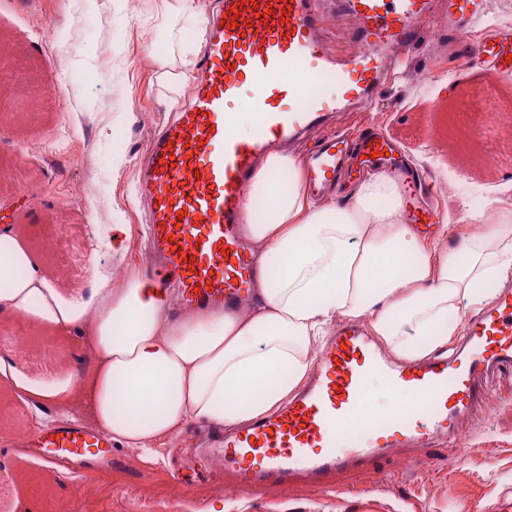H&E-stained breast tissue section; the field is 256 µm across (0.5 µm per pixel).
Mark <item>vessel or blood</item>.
Returning a JSON list of instances; mask_svg holds the SVG:
<instances>
[{"instance_id":"vessel-or-blood-1","label":"vessel or blood","mask_w":512,"mask_h":512,"mask_svg":"<svg viewBox=\"0 0 512 512\" xmlns=\"http://www.w3.org/2000/svg\"><path fill=\"white\" fill-rule=\"evenodd\" d=\"M352 21L355 53L336 57L325 45L324 0H219L199 34L203 53L185 105L154 135L136 174L135 191L149 208V258L155 284L175 286L184 310L221 306L247 310L254 278L243 232L255 171L277 148L304 147L332 113L368 107L400 59L431 33L448 43L477 19L482 0H336ZM285 18H278V11ZM496 74H511L512 37L479 45ZM312 70L324 89L296 80ZM246 103L255 115L247 134L236 132L229 109ZM390 144L374 134L336 131L310 148L307 187L326 193L364 155L382 174L411 189L412 171L392 164ZM512 370V290L472 317L453 356L389 361L362 324L342 323L323 345L303 389L280 410L225 433L223 468L240 491L287 487L301 479L320 484L331 471L423 445L453 432L486 409L485 377ZM385 380L406 406L367 413L364 381ZM46 462H84L112 453L103 433L62 422L24 438Z\"/></svg>"}]
</instances>
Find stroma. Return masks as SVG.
Listing matches in <instances>:
<instances>
[{"label":"stroma","instance_id":"1","mask_svg":"<svg viewBox=\"0 0 512 512\" xmlns=\"http://www.w3.org/2000/svg\"><path fill=\"white\" fill-rule=\"evenodd\" d=\"M158 0H0V222L12 225L61 300L85 292L94 276L152 277L134 173L154 130L181 105L206 0L180 17ZM512 33V0H486L465 43ZM512 109V75L488 79L449 57L440 39L364 112H342L350 137L380 130L396 140L431 188L441 216L461 213V181L486 200L512 202V131L481 136L484 111ZM93 181L94 193L73 189ZM127 224L122 248L99 251L94 231ZM16 352L15 373H0V512H499L512 495V378L489 386L493 414L475 412L455 441L435 439L368 469L328 475L322 487L295 484L250 496L219 477L207 427L187 425L153 463L114 445L68 475L21 448L26 435L58 422L53 403L34 405L14 385L23 375L55 387L86 372L92 355L79 325L58 330L34 316L0 319V355Z\"/></svg>","mask_w":512,"mask_h":512}]
</instances>
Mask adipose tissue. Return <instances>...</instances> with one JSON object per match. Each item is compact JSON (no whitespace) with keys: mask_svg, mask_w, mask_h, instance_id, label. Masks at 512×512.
<instances>
[{"mask_svg":"<svg viewBox=\"0 0 512 512\" xmlns=\"http://www.w3.org/2000/svg\"><path fill=\"white\" fill-rule=\"evenodd\" d=\"M265 196L264 220L247 232L260 249L254 301L244 312L169 314L147 278L122 287L95 279L75 302L60 303L10 228L0 229V317L38 305L64 329L85 314L94 354L77 384L25 386L30 402L52 400L60 414L83 403L116 443L163 461L160 447L191 423L233 427L269 413L305 379L331 320H362L400 357L442 351L465 309L487 303L512 281V203L489 202L464 231L417 235L401 207V187L373 174L342 201L307 192L297 156L272 155L252 183Z\"/></svg>","mask_w":512,"mask_h":512,"instance_id":"adipose-tissue-1","label":"adipose tissue"}]
</instances>
